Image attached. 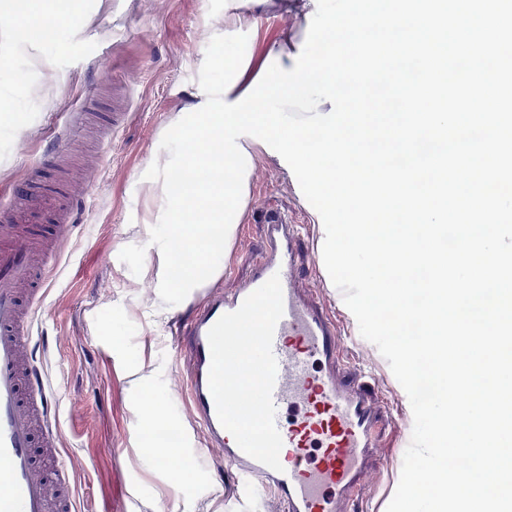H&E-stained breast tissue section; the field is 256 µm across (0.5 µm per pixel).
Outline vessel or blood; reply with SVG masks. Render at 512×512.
Segmentation results:
<instances>
[{"mask_svg":"<svg viewBox=\"0 0 512 512\" xmlns=\"http://www.w3.org/2000/svg\"><path fill=\"white\" fill-rule=\"evenodd\" d=\"M42 205L30 193L0 207V512H75L68 476L57 475L54 497L38 469L35 446L54 447L56 436L34 427L35 414L48 411L44 385L22 378L31 313L46 298L55 254L34 263L41 234L9 227ZM265 240L270 255L250 283L211 296L197 314L192 367L156 398L173 416L188 407L207 438L189 459L220 451L244 499L270 497L283 512H346L381 445L377 407L368 384L343 377L342 327L330 304L299 283L296 225L270 210Z\"/></svg>","mask_w":512,"mask_h":512,"instance_id":"vessel-or-blood-1","label":"vessel or blood"}]
</instances>
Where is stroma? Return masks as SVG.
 Here are the masks:
<instances>
[{"instance_id": "1", "label": "stroma", "mask_w": 512, "mask_h": 512, "mask_svg": "<svg viewBox=\"0 0 512 512\" xmlns=\"http://www.w3.org/2000/svg\"><path fill=\"white\" fill-rule=\"evenodd\" d=\"M45 4L18 0L0 11V35L23 44L26 73L42 93L0 112V204L24 191L37 161L55 198L84 192L92 198L56 245L47 297L26 343L51 395L60 448L55 464L70 479L76 512H251L235 499L222 456L211 455L203 472L184 457L183 446L204 443L189 412L174 431L146 417L164 409L151 400V389L173 384L191 366L186 324L206 292L175 301L172 314L159 316L164 298L155 288L159 260L144 222L142 179L171 114L206 87L209 54L224 41V13L233 0H72L71 11L85 21L58 30L43 19ZM76 111L84 113V125L64 161L44 160L59 141L63 114ZM251 194L216 285L238 288L251 279L254 260L265 252L267 208L307 226L300 280L335 305L349 333L344 376L355 378L368 366L377 375L382 446L368 462L354 512H386L403 464L398 436L413 431L408 396L340 305L339 289L311 261L320 234L291 174L259 157ZM153 448L169 450L165 464H149Z\"/></svg>"}]
</instances>
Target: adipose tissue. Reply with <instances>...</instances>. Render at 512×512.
I'll return each instance as SVG.
<instances>
[{"mask_svg":"<svg viewBox=\"0 0 512 512\" xmlns=\"http://www.w3.org/2000/svg\"><path fill=\"white\" fill-rule=\"evenodd\" d=\"M313 64L307 54L289 51L284 39L269 46L258 62L252 52L226 51L211 61L202 99L171 118L145 179L156 206L154 221L174 225L188 219L200 232L181 251L160 249L161 287L184 292L220 277L249 208L258 153L300 171L309 151L336 141V93L316 81ZM264 96L276 100V119L259 118ZM316 183L319 204L313 214L321 232L320 261L327 275L353 288L347 299L350 316L375 323L383 306L376 285L348 265L349 257L367 244L365 230L338 220L336 202L343 185L336 177H320Z\"/></svg>","mask_w":512,"mask_h":512,"instance_id":"ef3b65f1","label":"adipose tissue"}]
</instances>
